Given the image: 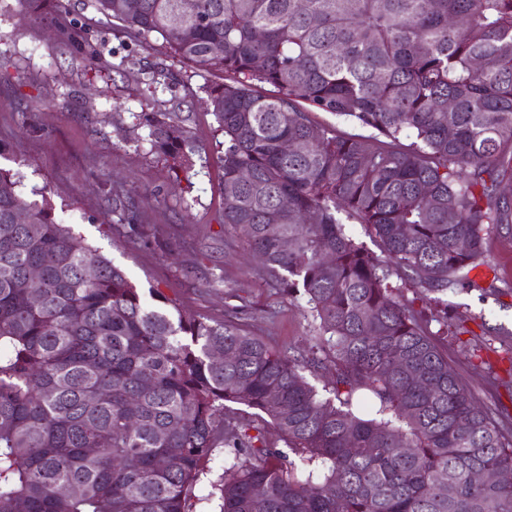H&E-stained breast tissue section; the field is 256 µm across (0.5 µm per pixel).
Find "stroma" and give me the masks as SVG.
I'll list each match as a JSON object with an SVG mask.
<instances>
[{"label":"stroma","mask_w":512,"mask_h":512,"mask_svg":"<svg viewBox=\"0 0 512 512\" xmlns=\"http://www.w3.org/2000/svg\"><path fill=\"white\" fill-rule=\"evenodd\" d=\"M202 74L159 37L125 34L94 0H69L57 16L35 0H0V166L19 169L24 195L49 188L58 221L99 248L143 289L188 313L231 320L286 354L315 335L302 298L268 283L263 264L223 222L216 160L224 136L207 107ZM145 112L175 113L196 147L190 181H174L150 150ZM134 181L144 238L117 229L114 181ZM491 262L469 274L472 288L417 299L423 319L466 317V334L438 343L468 391L512 430V232Z\"/></svg>","instance_id":"1"}]
</instances>
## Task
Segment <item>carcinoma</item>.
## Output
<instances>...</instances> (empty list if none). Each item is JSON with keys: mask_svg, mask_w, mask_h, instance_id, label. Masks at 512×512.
Instances as JSON below:
<instances>
[{"mask_svg": "<svg viewBox=\"0 0 512 512\" xmlns=\"http://www.w3.org/2000/svg\"><path fill=\"white\" fill-rule=\"evenodd\" d=\"M95 4L229 76L207 90L224 223L318 332L287 357L145 297L55 219L47 192L27 199L0 167V512H193L219 448L220 512H512V483L471 479L512 473V432L403 295L474 287L468 273L512 224V0ZM313 112L375 135L340 136ZM144 125L151 151L192 170L179 116ZM112 201L137 223L131 193ZM329 365L325 397L306 373Z\"/></svg>", "mask_w": 512, "mask_h": 512, "instance_id": "obj_1", "label": "carcinoma"}]
</instances>
